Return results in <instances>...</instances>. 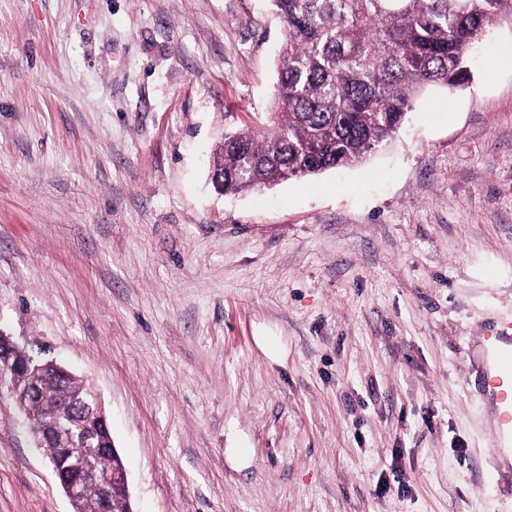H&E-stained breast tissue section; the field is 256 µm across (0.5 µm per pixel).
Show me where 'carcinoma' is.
<instances>
[{
    "label": "carcinoma",
    "mask_w": 512,
    "mask_h": 512,
    "mask_svg": "<svg viewBox=\"0 0 512 512\" xmlns=\"http://www.w3.org/2000/svg\"><path fill=\"white\" fill-rule=\"evenodd\" d=\"M284 27L282 61L268 133L242 129L224 137L212 182L228 194L274 184L282 169L304 178L359 164L404 124L428 86L458 88L466 58L497 21L512 17V0H270ZM84 383L48 369L26 400L35 428L58 412L86 422L102 451L88 465L110 469L112 434L104 418L82 416ZM67 439L44 451L68 465Z\"/></svg>",
    "instance_id": "cac0c4a2"
}]
</instances>
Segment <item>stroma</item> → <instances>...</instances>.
Segmentation results:
<instances>
[{
    "label": "stroma",
    "instance_id": "obj_1",
    "mask_svg": "<svg viewBox=\"0 0 512 512\" xmlns=\"http://www.w3.org/2000/svg\"><path fill=\"white\" fill-rule=\"evenodd\" d=\"M282 40L268 0H0V332L100 394L135 512H512V20L362 163L224 194ZM0 512H71L5 392ZM482 391L495 414L500 448L512 447V322L499 325L485 345Z\"/></svg>",
    "mask_w": 512,
    "mask_h": 512
}]
</instances>
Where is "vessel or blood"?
Wrapping results in <instances>:
<instances>
[{"label": "vessel or blood", "mask_w": 512, "mask_h": 512, "mask_svg": "<svg viewBox=\"0 0 512 512\" xmlns=\"http://www.w3.org/2000/svg\"><path fill=\"white\" fill-rule=\"evenodd\" d=\"M482 391L495 414L499 447H512V322L499 325L486 339Z\"/></svg>", "instance_id": "1"}]
</instances>
